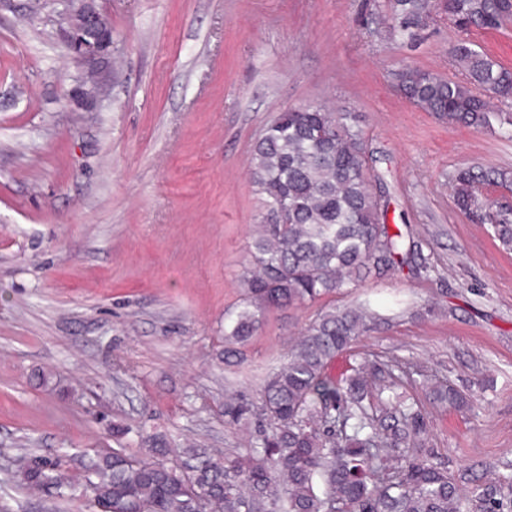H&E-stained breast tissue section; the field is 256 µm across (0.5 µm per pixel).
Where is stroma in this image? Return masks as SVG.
I'll return each mask as SVG.
<instances>
[{
  "instance_id": "obj_1",
  "label": "stroma",
  "mask_w": 512,
  "mask_h": 512,
  "mask_svg": "<svg viewBox=\"0 0 512 512\" xmlns=\"http://www.w3.org/2000/svg\"><path fill=\"white\" fill-rule=\"evenodd\" d=\"M31 2L0 0V512H71L26 489L32 456L65 454L79 473L157 434L246 454L265 420L225 416L227 399L259 404L317 310L362 302L391 319L362 348L471 399L458 411L410 388L432 448L487 479L512 466V251L457 208L451 180L512 169V139L401 91L409 70L460 79L450 49L464 36L512 69V23L464 35L437 10L410 43L384 0H103L112 71L85 111L51 12ZM306 104L355 114L387 223L426 239L434 269L269 311L228 359L224 314L262 212L252 148Z\"/></svg>"
}]
</instances>
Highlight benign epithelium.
<instances>
[{"mask_svg":"<svg viewBox=\"0 0 512 512\" xmlns=\"http://www.w3.org/2000/svg\"><path fill=\"white\" fill-rule=\"evenodd\" d=\"M98 0H59L54 13L60 41L68 57L91 76L75 87L73 102L90 109L101 95L112 58V30L97 7Z\"/></svg>","mask_w":512,"mask_h":512,"instance_id":"obj_1","label":"benign epithelium"}]
</instances>
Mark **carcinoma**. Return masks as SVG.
<instances>
[{
	"label": "carcinoma",
	"instance_id": "carcinoma-1",
	"mask_svg": "<svg viewBox=\"0 0 512 512\" xmlns=\"http://www.w3.org/2000/svg\"><path fill=\"white\" fill-rule=\"evenodd\" d=\"M394 35L412 40L439 8L456 25L495 29L512 21V0H386ZM464 78L428 72L405 83L403 94L450 124L473 129L498 118L490 91L512 98V71L461 40L451 49ZM251 179L265 212L240 276L243 298L224 324V353L239 352L272 309L315 304L343 288L406 265L429 266L423 243L390 233L387 201L375 194L356 118L323 105L287 109L253 149ZM457 204L470 214L489 198L475 187H507L512 173L472 166L453 176ZM494 237L512 251V215L498 214ZM386 319L362 303L318 313L261 390L266 428L253 450L234 458L208 448L183 450L181 466L163 436L140 456L122 448L98 457L78 482L60 462L35 456L22 470L25 485L102 512H512V472L492 483L479 477L462 488L452 462L429 447L424 411L407 394L412 366L354 350ZM353 357L340 378L328 372L340 355ZM434 404L456 410L467 395L445 380H424Z\"/></svg>",
	"mask_w": 512,
	"mask_h": 512
}]
</instances>
